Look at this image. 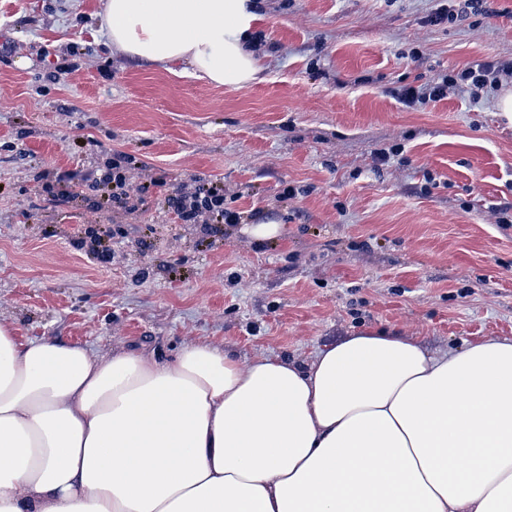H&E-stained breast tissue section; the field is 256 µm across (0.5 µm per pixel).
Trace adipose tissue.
<instances>
[{
    "instance_id": "adipose-tissue-1",
    "label": "adipose tissue",
    "mask_w": 512,
    "mask_h": 512,
    "mask_svg": "<svg viewBox=\"0 0 512 512\" xmlns=\"http://www.w3.org/2000/svg\"><path fill=\"white\" fill-rule=\"evenodd\" d=\"M108 43L244 88L251 0H103ZM0 512H512V338L354 334L299 364L169 361L0 323Z\"/></svg>"
}]
</instances>
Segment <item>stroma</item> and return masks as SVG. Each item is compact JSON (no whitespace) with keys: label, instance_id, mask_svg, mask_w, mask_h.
<instances>
[{"label":"stroma","instance_id":"35a3bbf8","mask_svg":"<svg viewBox=\"0 0 512 512\" xmlns=\"http://www.w3.org/2000/svg\"><path fill=\"white\" fill-rule=\"evenodd\" d=\"M436 0H255L260 81L218 87L108 47L100 0H0V321L16 336L174 357L310 361L361 332L430 350L512 338V123L498 92L409 109L394 92L512 57V0L432 26ZM403 152L374 162L387 144ZM135 181H223L207 235L156 196L132 214L49 200L43 170L107 151ZM300 195L282 199L283 190ZM276 224L256 240L246 225ZM109 249L101 261L100 249Z\"/></svg>","mask_w":512,"mask_h":512}]
</instances>
